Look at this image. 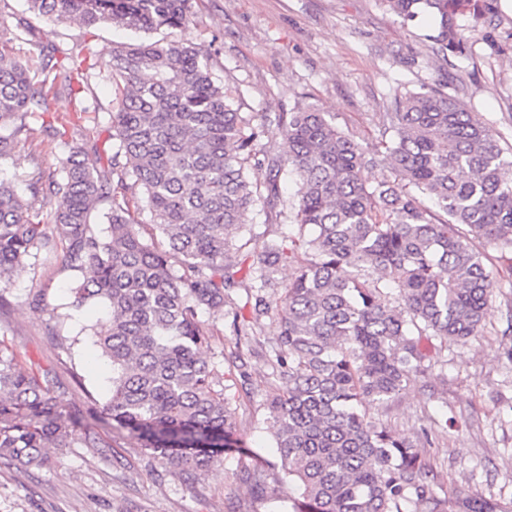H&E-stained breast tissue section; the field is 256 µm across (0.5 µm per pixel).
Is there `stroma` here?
Segmentation results:
<instances>
[{
	"label": "stroma",
	"mask_w": 512,
	"mask_h": 512,
	"mask_svg": "<svg viewBox=\"0 0 512 512\" xmlns=\"http://www.w3.org/2000/svg\"><path fill=\"white\" fill-rule=\"evenodd\" d=\"M189 30H160L168 41H190L210 55L216 78L242 112L275 114L298 107L325 112L338 127L374 145L390 97L398 86L419 89L440 80L448 93L469 102L500 137L512 144V0H500L487 20L459 17L468 38L464 52L436 55L425 39L426 20L403 24L378 0H192ZM48 35L62 47L81 46L91 61L109 58L119 42H135L134 31L107 23L84 38L77 26L29 11L27 0H0V44L17 45L20 23ZM97 100L104 115L90 133L100 157L111 153L112 88L96 79L88 92L53 95L47 120ZM48 137L33 123L11 160L0 164V179L25 189L57 167ZM292 211L270 219L263 202L244 215L241 240L262 247L294 235ZM484 262L495 274L493 296L481 334L465 341L429 338L433 365L399 396L367 402L364 410L394 433L415 437L427 429L423 453L449 494L475 495L512 512V255L494 249ZM80 275L65 265L62 248L40 251L10 279L9 308L0 315V345L6 346L41 380L49 381L63 410L88 414L103 405L112 379L91 334L105 308L73 309ZM207 360L216 362L227 395L236 399L238 430L249 454L224 453L219 466L174 477L110 427L97 424L103 448H64L53 470L0 464V512H279L288 493L277 448L267 430V402L280 387L265 355L278 326L262 318L251 355L250 385L241 391L233 375L234 338L230 321L208 316ZM60 336H52L53 328ZM72 339L63 347L61 337ZM264 466L267 492L255 498L240 479L244 467Z\"/></svg>",
	"instance_id": "stroma-1"
}]
</instances>
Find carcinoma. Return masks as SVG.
<instances>
[{"instance_id": "cac0c4a2", "label": "carcinoma", "mask_w": 512, "mask_h": 512, "mask_svg": "<svg viewBox=\"0 0 512 512\" xmlns=\"http://www.w3.org/2000/svg\"><path fill=\"white\" fill-rule=\"evenodd\" d=\"M498 0H381L404 20L428 16L433 52H460L458 17L479 21ZM38 14L73 22L93 36L100 23L145 34L187 29L191 0H28ZM34 79L14 49L0 47V162L12 158L27 121L47 112L50 93L112 85L113 152L105 165L85 147L68 146L47 180L27 185L49 203L66 266L83 275L75 306L100 301L106 323L94 344L112 365L102 407L112 432L135 441L171 475L210 468L243 447L232 398L215 363L200 355L210 329L201 313H224L238 282L228 250L242 216L257 200L280 216L283 173L295 177L291 208L298 235L267 243L243 259L260 288L275 286L278 267H294L275 303L254 296L249 314L232 309L236 370L249 381L244 349L271 314L280 331L271 365L281 393L268 401L271 433L288 477L282 512H496L495 504L439 494L442 485L414 439L372 421L359 406L399 395L429 368L425 337L466 340L481 332L493 275L472 241L512 253V147L504 148L478 113L440 82L395 89L381 139L368 147L325 113L308 108L274 119L234 108L209 65V54L180 41L118 44L91 73L75 48L46 38ZM48 124L51 140L62 127ZM275 127L288 150L265 149ZM395 181L375 185L376 163ZM253 169L265 170L258 183ZM138 186L151 223L167 243L158 250L136 229ZM105 207L107 231L93 222ZM53 246L41 214L0 180V313L14 267ZM182 257L177 271L171 256ZM394 284L397 305L378 282ZM100 438L80 417H66L58 396L0 347V460L51 469L50 449ZM243 480L259 496L261 467Z\"/></svg>"}]
</instances>
